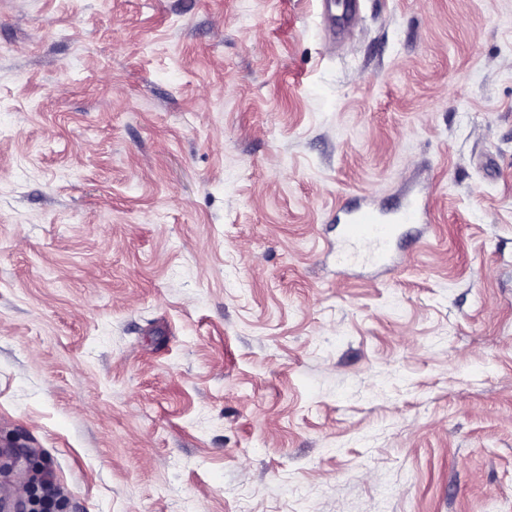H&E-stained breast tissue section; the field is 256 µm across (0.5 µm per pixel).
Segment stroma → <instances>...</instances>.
<instances>
[{
    "mask_svg": "<svg viewBox=\"0 0 512 512\" xmlns=\"http://www.w3.org/2000/svg\"><path fill=\"white\" fill-rule=\"evenodd\" d=\"M358 3L0 0L10 512H512V0ZM429 202L410 201L389 214L366 199L346 207L344 237L351 246L373 243L377 252L373 255L376 263L387 262V246L393 237L396 224H427Z\"/></svg>",
    "mask_w": 512,
    "mask_h": 512,
    "instance_id": "1",
    "label": "stroma"
}]
</instances>
